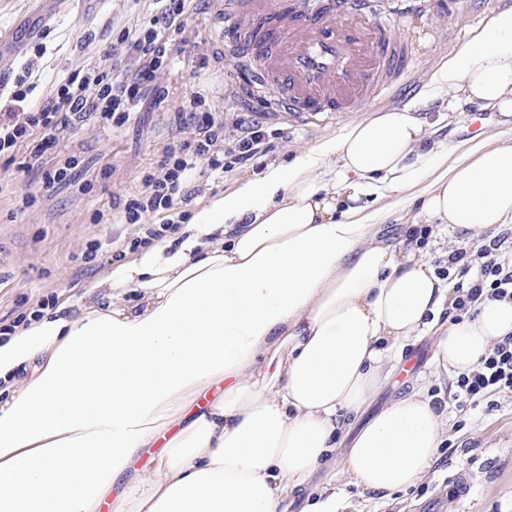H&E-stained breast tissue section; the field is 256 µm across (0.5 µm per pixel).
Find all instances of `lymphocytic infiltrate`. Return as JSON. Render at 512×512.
Here are the masks:
<instances>
[{"label": "lymphocytic infiltrate", "mask_w": 512, "mask_h": 512, "mask_svg": "<svg viewBox=\"0 0 512 512\" xmlns=\"http://www.w3.org/2000/svg\"><path fill=\"white\" fill-rule=\"evenodd\" d=\"M156 2L155 14L144 25L128 28L119 37L132 61L120 82H112L98 68H81L59 79L50 101L34 105L29 98L35 83L22 76L16 78L7 93L18 109L0 114V156L24 152L23 169L40 173L44 186L50 187L68 180L79 164L71 156L48 166V157L59 143L60 130L92 118L115 126L128 122L141 97L156 88L158 72L170 66L166 34L185 13V0ZM178 118L193 126V138L166 149L156 166L144 173L140 189L119 202L118 216L102 212L94 216L98 224L111 223L115 218L124 224H142L143 234L135 241L139 247L150 246L178 231L185 217L183 206L191 196L189 186L197 172L223 170L228 156L240 163L262 152L266 132L258 123L244 125L228 147H219L224 124L209 112L200 92L189 94ZM149 214L161 215V223H145ZM508 239L511 238L502 233L449 252L448 267L457 278L451 303L453 313H469L478 301L486 298L512 300V253L507 250ZM455 387L454 399L461 405H474L479 399L498 393H512V336L495 342L472 370L458 375Z\"/></svg>", "instance_id": "lymphocytic-infiltrate-1"}]
</instances>
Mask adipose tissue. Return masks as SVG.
<instances>
[{
	"label": "adipose tissue",
	"instance_id": "1",
	"mask_svg": "<svg viewBox=\"0 0 512 512\" xmlns=\"http://www.w3.org/2000/svg\"><path fill=\"white\" fill-rule=\"evenodd\" d=\"M433 88L460 121L512 130V8ZM430 127L416 101L355 122L113 269L108 308L1 339L0 512H288L333 461L381 498L427 478L444 411L414 386L366 412L399 349L432 332L458 375L512 335L506 300L438 324L448 283L410 238L380 236L373 203L401 190L442 234L512 223V139L456 157Z\"/></svg>",
	"mask_w": 512,
	"mask_h": 512
}]
</instances>
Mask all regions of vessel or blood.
<instances>
[{"instance_id": "obj_1", "label": "vessel or blood", "mask_w": 512, "mask_h": 512, "mask_svg": "<svg viewBox=\"0 0 512 512\" xmlns=\"http://www.w3.org/2000/svg\"><path fill=\"white\" fill-rule=\"evenodd\" d=\"M395 2L388 16L380 0H233V10L216 19L214 42L253 89L303 122L357 108L396 86L409 51L390 24L416 0ZM61 8L60 0H40L24 23L26 33H39Z\"/></svg>"}]
</instances>
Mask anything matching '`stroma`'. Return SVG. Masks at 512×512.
Here are the masks:
<instances>
[{"label": "stroma", "instance_id": "1", "mask_svg": "<svg viewBox=\"0 0 512 512\" xmlns=\"http://www.w3.org/2000/svg\"><path fill=\"white\" fill-rule=\"evenodd\" d=\"M94 16L70 8L34 37L21 40L22 52L0 64V84L27 73L37 85L36 102H47L56 82L67 73L87 67L107 71L121 80L125 58L112 45L125 28L147 21L153 0H104ZM222 0H191L185 23L170 33V68L159 73V87L167 98L146 94L129 121L121 127L88 120L65 131L59 159L76 156L79 165L66 184L45 191L41 176L21 170L23 154L0 157V323L41 309L44 303L80 313L88 296H102V283L121 263L140 259L142 249L131 242L141 234L137 224L94 223L97 212H110L118 198L137 192L144 171L154 167L173 141L191 137L192 128L180 124L176 110L189 91L205 95L212 111L224 118V136L232 138L240 120H257L267 128L265 152L258 159L238 163L224 173L202 171L193 183L186 205L195 214L213 197L235 190L247 178L261 174L271 163H283L294 154L338 137L344 129L379 112L399 109L422 99L442 63L464 47L502 10V0H452L441 8L429 0L424 11L408 16L397 35L411 46L410 62L399 88L379 94L354 112L317 115L305 122L291 121L272 111L267 97L240 92L218 95L217 87L237 85L235 72L214 51L211 19ZM207 58V67L192 70L193 62ZM100 249L92 261L83 254L91 242ZM403 359L413 360L409 379L389 380L374 406L382 408L411 385L423 384L441 401L448 416L450 452L438 455L429 479L386 499L344 488L343 512H512V394L494 395L492 403L458 407L449 397L452 377L437 371L429 337L407 343ZM470 471L469 488H455L448 477Z\"/></svg>", "mask_w": 512, "mask_h": 512}]
</instances>
